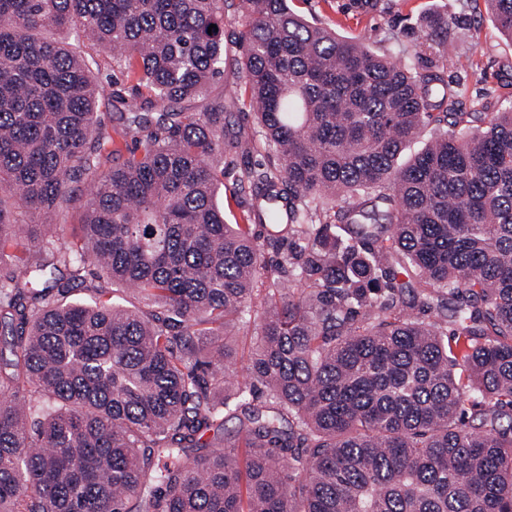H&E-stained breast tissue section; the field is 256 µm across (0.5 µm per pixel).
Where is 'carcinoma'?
<instances>
[{
  "mask_svg": "<svg viewBox=\"0 0 512 512\" xmlns=\"http://www.w3.org/2000/svg\"><path fill=\"white\" fill-rule=\"evenodd\" d=\"M239 8L243 87L195 112L224 0H0V512H512V106L455 111L446 21L421 75L290 0ZM89 275L143 306L69 300ZM81 48L85 57L88 59L90 63H92L95 71L97 69L100 70V78L105 82L106 74L111 72V58L103 52H101V50L98 47H96L91 41H81ZM234 177L229 175L224 179V187L221 189L220 202H224V215L227 221L231 224H243V208L238 205V200L235 197V184Z\"/></svg>",
  "mask_w": 512,
  "mask_h": 512,
  "instance_id": "obj_1",
  "label": "carcinoma"
}]
</instances>
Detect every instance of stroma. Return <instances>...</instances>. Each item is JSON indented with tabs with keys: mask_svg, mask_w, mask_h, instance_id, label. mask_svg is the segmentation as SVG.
Here are the masks:
<instances>
[{
	"mask_svg": "<svg viewBox=\"0 0 512 512\" xmlns=\"http://www.w3.org/2000/svg\"><path fill=\"white\" fill-rule=\"evenodd\" d=\"M354 0H293V8L316 25H330L340 35L366 38L379 53L412 55L415 37L427 19L448 21L447 80L457 90L456 109L493 112L512 104V42L501 36L483 0H379L374 11L354 7ZM244 19L236 7L224 10V77L211 95L241 80L237 42Z\"/></svg>",
	"mask_w": 512,
	"mask_h": 512,
	"instance_id": "stroma-1",
	"label": "stroma"
}]
</instances>
